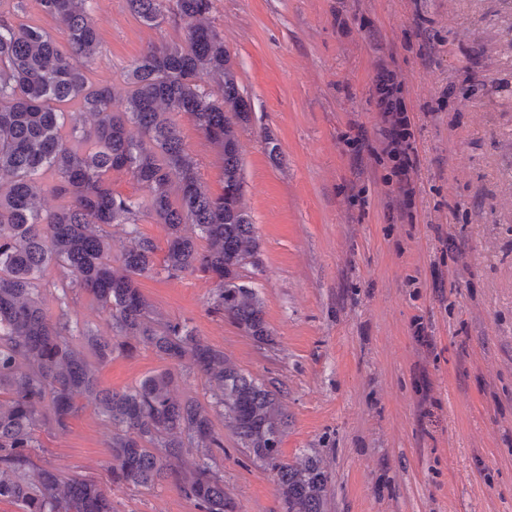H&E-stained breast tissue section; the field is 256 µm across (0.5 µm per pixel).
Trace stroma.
Listing matches in <instances>:
<instances>
[{
    "mask_svg": "<svg viewBox=\"0 0 512 512\" xmlns=\"http://www.w3.org/2000/svg\"><path fill=\"white\" fill-rule=\"evenodd\" d=\"M91 14L96 83L122 87L148 45L184 36L171 21L143 25L125 0H92ZM511 19L512 0H214L252 105L240 140L261 253L246 274L273 342L213 313L204 277L160 274L141 288L164 316L275 382L282 457L323 460L325 512H512V98L496 91L512 73ZM384 66L404 81L420 160L408 218L386 207L388 158L359 164L346 145L381 138L374 77ZM177 121L219 191L215 150L191 118ZM165 366L141 348L99 378L122 391ZM213 422L224 449L211 465L236 512H280L270 471L238 448L222 415ZM39 440L38 465L107 481L108 429L91 402ZM112 505L197 512L169 484L113 490Z\"/></svg>",
    "mask_w": 512,
    "mask_h": 512,
    "instance_id": "1",
    "label": "stroma"
}]
</instances>
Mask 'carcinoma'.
<instances>
[{
    "mask_svg": "<svg viewBox=\"0 0 512 512\" xmlns=\"http://www.w3.org/2000/svg\"><path fill=\"white\" fill-rule=\"evenodd\" d=\"M34 2L68 37L61 45L44 26L17 25L0 12V502L20 512H114L96 480L36 466L41 427L66 430L87 398L110 427L114 488L153 491L166 483L198 512H236L223 477L205 462L224 449L214 411L238 447L270 469L282 512H325L322 460L281 458L279 390L231 362L189 322L162 315L140 286L162 272L170 279L199 274L215 285L214 313L261 345L271 341L263 299L243 274L258 265L261 247L243 189L240 134L252 107L211 22L213 0H126L144 25L172 19L185 36L137 58L124 80L122 112L113 110L114 89L85 72L101 48L89 0ZM179 114L217 149L219 191L185 151ZM119 170L131 173L144 198L112 190L109 175ZM48 194L59 205L45 211ZM144 216L165 227V248L138 233ZM114 224L132 236L117 260ZM51 267L59 273L55 314L43 300ZM82 293L108 314L109 335L72 317ZM140 345L169 366L127 390L103 388L100 369ZM187 357L208 383L206 405L178 394L176 365Z\"/></svg>",
    "mask_w": 512,
    "mask_h": 512,
    "instance_id": "cac0c4a2",
    "label": "carcinoma"
}]
</instances>
